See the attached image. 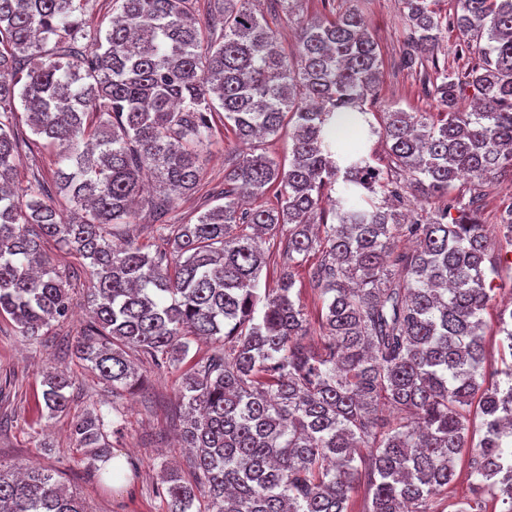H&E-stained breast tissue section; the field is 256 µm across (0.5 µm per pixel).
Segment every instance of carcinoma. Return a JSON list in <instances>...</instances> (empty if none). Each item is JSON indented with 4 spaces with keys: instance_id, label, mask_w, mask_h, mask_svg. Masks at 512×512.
I'll list each match as a JSON object with an SVG mask.
<instances>
[{
    "instance_id": "carcinoma-1",
    "label": "carcinoma",
    "mask_w": 512,
    "mask_h": 512,
    "mask_svg": "<svg viewBox=\"0 0 512 512\" xmlns=\"http://www.w3.org/2000/svg\"><path fill=\"white\" fill-rule=\"evenodd\" d=\"M208 2L202 19L193 0H112L109 25L91 30L90 0H0V317L37 342L68 316L67 282L43 256L51 239L89 274L92 320L73 351L112 389L142 384L130 346L158 368L182 363L193 339L213 346L183 379L194 482L164 469L167 512L200 500L207 512H348L359 481L365 512H431L471 447L477 498L457 512H512V362L487 381L491 258L475 208L484 180L512 178V0H456L451 19L442 0H400L409 36L399 66L431 85L438 108L391 109L376 125L382 60L358 10L300 22L290 60L253 0ZM450 22L474 58L465 70L439 62ZM216 115L238 151L224 192L196 222L169 224L172 203L196 187ZM287 123L284 165L253 143ZM374 137L387 146L383 168L365 150ZM31 144L56 149L54 195L10 187ZM145 169L162 253L110 240L138 215ZM464 175L473 195L448 196ZM271 189L275 206L242 207L244 194ZM437 196L448 206L410 222L395 208ZM262 236L278 246L273 289L260 287L271 261ZM315 252L314 347L293 294L294 268ZM498 324L512 350V307ZM43 386L48 416L66 412L70 377L48 373ZM113 410L94 407L72 426L96 471L112 458ZM0 512L86 510L29 466L0 468Z\"/></svg>"
}]
</instances>
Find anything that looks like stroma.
Segmentation results:
<instances>
[{"label":"stroma","mask_w":512,"mask_h":512,"mask_svg":"<svg viewBox=\"0 0 512 512\" xmlns=\"http://www.w3.org/2000/svg\"><path fill=\"white\" fill-rule=\"evenodd\" d=\"M256 7L268 19L280 50L287 55L295 48L298 20L331 15L323 0H296L289 17L276 11L272 0H258ZM363 14L383 60V82L374 111H435L436 102L419 78L398 65L405 35L399 0H369ZM54 160L53 150L40 146L21 151L16 162L17 190H25L35 176L53 182ZM234 162L232 134L216 130L195 190L178 202L168 216L169 222H186L194 210L204 209L223 189L224 170ZM45 251L66 277L76 309L65 323L43 329L38 345L24 341L12 321L0 319V381L8 375L15 381L10 393L0 396V419L5 422L0 428V465L11 469L31 464L52 471L63 487L83 500L88 512H166V502L157 492L162 469L187 464L188 451L178 443L183 427L179 390L186 367L180 364L158 369L145 364L141 367L142 386L117 392L106 388L72 351L86 324L83 304L87 274L54 241L46 242ZM510 251L511 244L492 236L490 252L499 261L487 276L496 289L483 313L487 368L491 371L512 355L499 333L497 318L503 304L512 300V267L502 261ZM55 369L67 371L75 384L70 390L69 411L50 419L42 402V380L44 373ZM103 401L119 412L109 435L112 454L120 459L124 470V478L117 484L93 475L83 449L77 448L70 435L73 422Z\"/></svg>","instance_id":"35a3bbf8"}]
</instances>
